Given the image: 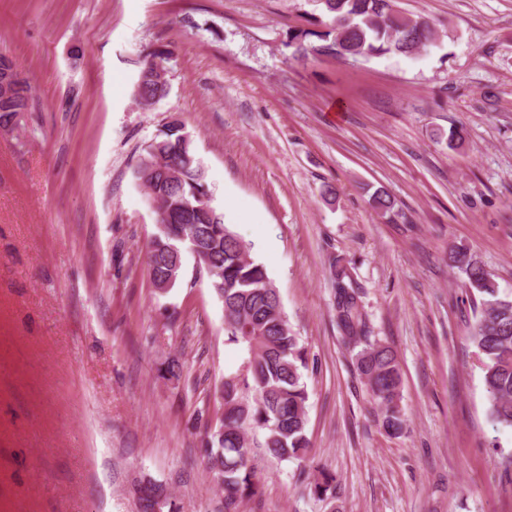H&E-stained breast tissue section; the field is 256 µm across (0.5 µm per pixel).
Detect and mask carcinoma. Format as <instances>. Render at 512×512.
<instances>
[{
    "mask_svg": "<svg viewBox=\"0 0 512 512\" xmlns=\"http://www.w3.org/2000/svg\"><path fill=\"white\" fill-rule=\"evenodd\" d=\"M316 13L310 27L288 32L287 45L303 62L320 57L369 60L386 54L414 57L440 42L441 35L427 19L395 9V0H313ZM171 52L156 48L143 60L136 85L137 104L143 109L167 89V63ZM31 91L19 82L13 95L0 100V126L9 124L30 106ZM142 184L153 188L158 199V233L146 257L151 281L163 282L180 275L183 247L196 243L200 265L224 305L227 342L243 346L245 358L234 371L224 374L222 413L209 428L204 460L224 494L225 508L234 512L255 497L260 478L250 449L263 448L279 459L307 460L308 392L302 381L306 357L288 317L274 296L275 285L263 264L223 222L222 214L208 198L205 169L198 158L192 135L184 123L172 117L144 148L134 170ZM371 206L386 216L394 201L383 190L371 197ZM448 263L463 274L476 292L471 342L476 349L488 413L494 423L512 428V294H502L484 264L464 246L448 251ZM339 327L346 338L364 335L366 322L358 308V293L344 268L334 271ZM357 370L372 396L385 407L382 425L397 434L404 420L396 400L401 375L392 350L368 344L359 353ZM335 478L320 471L309 484L315 496L333 493ZM142 512L152 500L163 497L167 512H176L164 485L145 478L136 488Z\"/></svg>",
    "mask_w": 512,
    "mask_h": 512,
    "instance_id": "carcinoma-1",
    "label": "carcinoma"
}]
</instances>
